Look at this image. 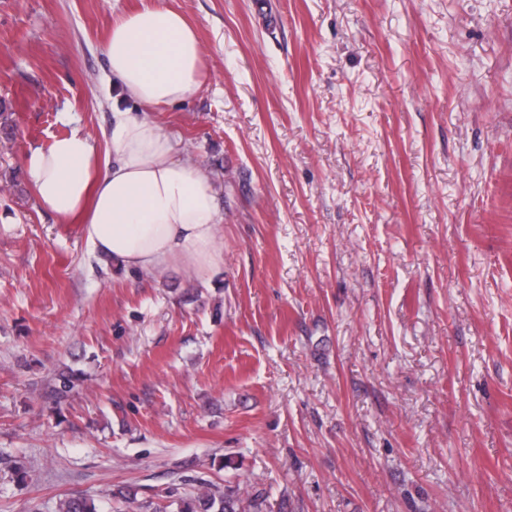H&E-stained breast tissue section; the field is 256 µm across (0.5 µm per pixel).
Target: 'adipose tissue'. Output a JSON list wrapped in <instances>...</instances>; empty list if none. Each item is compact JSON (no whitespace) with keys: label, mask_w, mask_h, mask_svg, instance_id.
I'll list each match as a JSON object with an SVG mask.
<instances>
[{"label":"adipose tissue","mask_w":512,"mask_h":512,"mask_svg":"<svg viewBox=\"0 0 512 512\" xmlns=\"http://www.w3.org/2000/svg\"><path fill=\"white\" fill-rule=\"evenodd\" d=\"M104 53L126 99L102 131L111 153L99 157L78 130L31 148L26 168L35 194L58 217L79 218L88 245L118 266L145 273L178 266L204 277L224 262L217 194L149 117L199 89L196 29L165 0H149L115 19Z\"/></svg>","instance_id":"1"}]
</instances>
